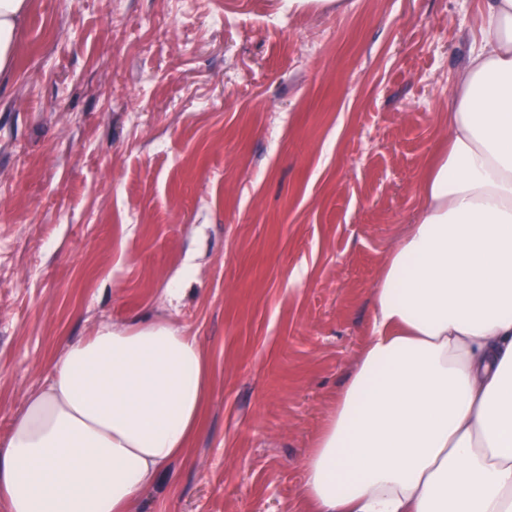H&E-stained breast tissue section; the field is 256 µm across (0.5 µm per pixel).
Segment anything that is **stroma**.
Here are the masks:
<instances>
[{
    "label": "stroma",
    "instance_id": "obj_1",
    "mask_svg": "<svg viewBox=\"0 0 512 512\" xmlns=\"http://www.w3.org/2000/svg\"><path fill=\"white\" fill-rule=\"evenodd\" d=\"M483 13L31 0L0 76V439L70 341L150 313L212 372L139 512H297Z\"/></svg>",
    "mask_w": 512,
    "mask_h": 512
}]
</instances>
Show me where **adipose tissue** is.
<instances>
[{
    "label": "adipose tissue",
    "mask_w": 512,
    "mask_h": 512,
    "mask_svg": "<svg viewBox=\"0 0 512 512\" xmlns=\"http://www.w3.org/2000/svg\"><path fill=\"white\" fill-rule=\"evenodd\" d=\"M30 0H0V74ZM448 102L414 224L372 290L370 334L307 456L304 512H512V0ZM211 368L170 320L69 343L0 443L8 512H134L199 430Z\"/></svg>",
    "instance_id": "ef3b65f1"
}]
</instances>
